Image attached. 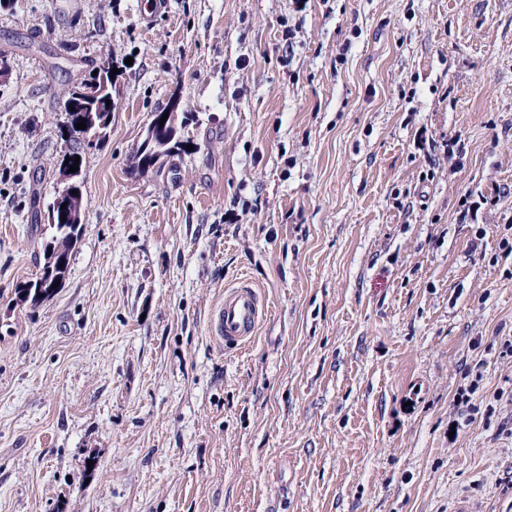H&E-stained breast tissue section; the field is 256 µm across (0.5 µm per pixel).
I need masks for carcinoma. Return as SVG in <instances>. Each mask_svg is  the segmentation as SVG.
I'll use <instances>...</instances> for the list:
<instances>
[{
	"mask_svg": "<svg viewBox=\"0 0 512 512\" xmlns=\"http://www.w3.org/2000/svg\"><path fill=\"white\" fill-rule=\"evenodd\" d=\"M110 99L112 78L99 72L67 87L59 94L58 103L60 111H71L83 118L91 133L95 134V141L98 142L106 138L112 126L108 118L112 117L114 105H106V101ZM176 133L175 119L172 118L161 135L145 138L137 153V166L144 169L161 167L168 158L185 150L184 142L176 138ZM77 190L78 194L73 198V221L63 222L58 217L47 214V224L52 234L44 245L41 272L35 279L17 285L14 290L16 304L35 307L53 295L54 290L42 287L48 270L58 284L65 282L84 210L82 187H77Z\"/></svg>",
	"mask_w": 512,
	"mask_h": 512,
	"instance_id": "carcinoma-1",
	"label": "carcinoma"
}]
</instances>
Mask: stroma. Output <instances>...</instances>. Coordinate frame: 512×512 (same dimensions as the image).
<instances>
[{"label": "stroma", "instance_id": "1", "mask_svg": "<svg viewBox=\"0 0 512 512\" xmlns=\"http://www.w3.org/2000/svg\"><path fill=\"white\" fill-rule=\"evenodd\" d=\"M165 4L0 9V512H512V0ZM104 56L68 277L16 305ZM174 99L192 150L138 170ZM243 278L269 311L223 348ZM98 64L79 82H74L67 89L62 91L58 96V103L60 111L65 115L72 110L74 114L83 118V122L91 129V134L95 135L93 140H85L80 138L79 135L73 134L74 129H70L68 118L63 122V128L68 134L69 139L65 138L69 147L62 155L63 160L66 157L80 158L79 165L82 169L84 157L82 155V144L87 142V145L92 144L94 141L98 142L104 140L110 132L112 126V112H114V105L112 104V78L108 73L98 69ZM98 70L96 76H92V72ZM106 100H111V105L106 106ZM72 106V109H69ZM110 118V121H107ZM97 133V135H96ZM267 306L261 293L247 280L224 291V299L213 310L211 337L222 346H240L256 336Z\"/></svg>", "mask_w": 512, "mask_h": 512}]
</instances>
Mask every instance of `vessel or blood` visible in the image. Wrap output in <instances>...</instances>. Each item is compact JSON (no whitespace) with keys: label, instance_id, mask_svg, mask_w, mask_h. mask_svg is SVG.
<instances>
[{"label":"vessel or blood","instance_id":"b4317fda","mask_svg":"<svg viewBox=\"0 0 512 512\" xmlns=\"http://www.w3.org/2000/svg\"><path fill=\"white\" fill-rule=\"evenodd\" d=\"M267 306L261 293L248 281L226 289L224 299L213 310L210 333L223 346H240L256 336Z\"/></svg>","mask_w":512,"mask_h":512}]
</instances>
